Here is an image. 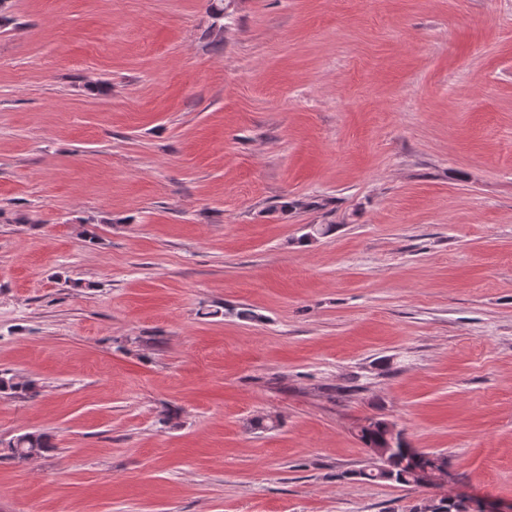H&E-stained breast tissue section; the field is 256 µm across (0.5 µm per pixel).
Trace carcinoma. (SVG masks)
I'll return each instance as SVG.
<instances>
[{"instance_id":"carcinoma-1","label":"carcinoma","mask_w":512,"mask_h":512,"mask_svg":"<svg viewBox=\"0 0 512 512\" xmlns=\"http://www.w3.org/2000/svg\"><path fill=\"white\" fill-rule=\"evenodd\" d=\"M0 392L19 397H32L38 393L37 385L29 379H21L16 376H0ZM391 423L381 419H366V423L359 426L358 437L367 448H387L389 452L383 462L373 465L370 469H362L354 476L368 482L392 481L404 486H420L413 476L412 464L405 448L406 442L390 447L392 437L390 435ZM7 457L14 460H28L41 456L55 448L52 437L43 432H25L19 434L7 442Z\"/></svg>"}]
</instances>
